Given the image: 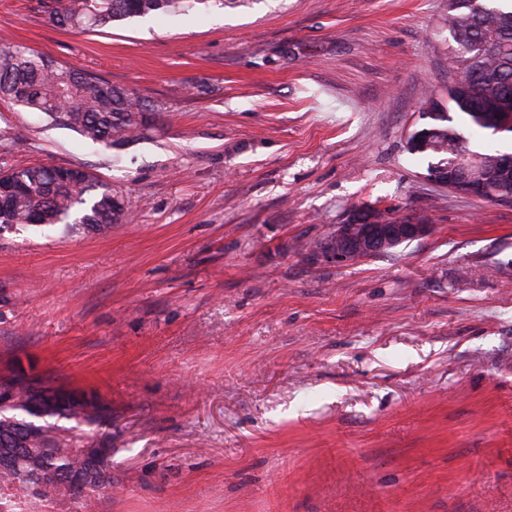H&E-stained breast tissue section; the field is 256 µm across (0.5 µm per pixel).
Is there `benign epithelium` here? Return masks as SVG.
Listing matches in <instances>:
<instances>
[{"instance_id":"7a95c632","label":"benign epithelium","mask_w":512,"mask_h":512,"mask_svg":"<svg viewBox=\"0 0 512 512\" xmlns=\"http://www.w3.org/2000/svg\"><path fill=\"white\" fill-rule=\"evenodd\" d=\"M468 152L463 142H458L455 158L450 164L449 175L435 180V183L455 194L491 198L488 184L476 178L473 163L467 161ZM431 225L413 220H392L377 213L358 210L346 224H338L332 235L315 250L316 258L333 264H345L370 254L387 253L405 242H411L429 235ZM35 390L34 384L21 376L6 380L0 385V393L6 399L27 396ZM84 458L97 469V483L109 484L108 469L101 461L106 450L89 445L83 449Z\"/></svg>"}]
</instances>
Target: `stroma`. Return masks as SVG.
Wrapping results in <instances>:
<instances>
[{
    "mask_svg": "<svg viewBox=\"0 0 512 512\" xmlns=\"http://www.w3.org/2000/svg\"><path fill=\"white\" fill-rule=\"evenodd\" d=\"M448 0H200L92 33L0 0V39L127 89L112 149L0 100L15 166H83L106 233H0V376L95 393L111 489L0 512H512V205L409 139L455 73ZM430 224L311 260L356 209Z\"/></svg>",
    "mask_w": 512,
    "mask_h": 512,
    "instance_id": "35a3bbf8",
    "label": "stroma"
}]
</instances>
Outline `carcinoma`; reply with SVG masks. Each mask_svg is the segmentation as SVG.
<instances>
[{
	"mask_svg": "<svg viewBox=\"0 0 512 512\" xmlns=\"http://www.w3.org/2000/svg\"><path fill=\"white\" fill-rule=\"evenodd\" d=\"M201 0H40L49 21L64 30L82 34L110 28L125 20L149 14L174 17ZM448 30L462 46L455 68L466 79L448 85V111L430 112L431 127L445 131L444 139L411 150L454 157L460 134L456 123L487 128L489 112L512 113V0H448ZM13 101L30 112H39L51 124L66 127L83 139L107 148L143 134L148 126L146 108L126 89L90 72L62 65L27 47L0 41V100ZM483 168L489 188L501 197H512V169H502L501 152L487 148L473 152ZM126 212L124 198L112 193L90 170L77 166L65 170L50 162L0 167V231L26 226L78 227L86 235L103 233ZM26 405L0 400V436L24 426L29 448H47L50 476L34 481L21 461L0 481L30 484L40 496L65 498L71 491L63 476L83 465L77 447L80 436L51 423L34 425L22 416ZM55 416L99 422L104 414L92 399L70 398Z\"/></svg>",
	"mask_w": 512,
	"mask_h": 512,
	"instance_id": "obj_1",
	"label": "carcinoma"
}]
</instances>
